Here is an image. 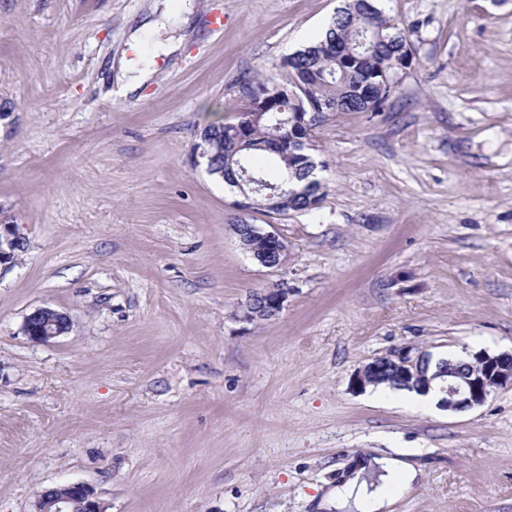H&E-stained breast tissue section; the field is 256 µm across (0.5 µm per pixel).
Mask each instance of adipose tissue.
<instances>
[{
	"instance_id": "adipose-tissue-1",
	"label": "adipose tissue",
	"mask_w": 512,
	"mask_h": 512,
	"mask_svg": "<svg viewBox=\"0 0 512 512\" xmlns=\"http://www.w3.org/2000/svg\"><path fill=\"white\" fill-rule=\"evenodd\" d=\"M420 477V470L401 455L361 457L322 506L327 512H391L397 493L411 488Z\"/></svg>"
}]
</instances>
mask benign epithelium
Here are the masks:
<instances>
[{
	"mask_svg": "<svg viewBox=\"0 0 512 512\" xmlns=\"http://www.w3.org/2000/svg\"><path fill=\"white\" fill-rule=\"evenodd\" d=\"M314 121L313 115L299 112L286 119L284 124L291 125L289 135H302L310 130ZM251 224L237 225L242 245L248 248L252 257L265 267L277 268L286 258V245L274 233H266L263 239L266 247L254 249L248 246L253 236ZM23 248L18 237L0 234V265L13 261L15 252ZM288 296V289L275 284L252 295L242 311V319L248 322L266 320L274 317L283 308ZM68 315L55 308L43 306L26 316L23 331L34 343H47L64 334L70 329ZM483 367V373L475 375L469 372L466 364L460 363L454 368L441 371L445 375V384L440 388L439 406L450 412H462L485 403L491 392L504 385H512V353L502 352L474 354ZM432 356L426 351H413L409 347L378 356L359 368L352 377L354 388L362 390L367 387V376L388 371L399 377H416L424 375ZM36 512H106L103 503L94 491L81 481L70 482L46 489L38 497Z\"/></svg>",
	"mask_w": 512,
	"mask_h": 512,
	"instance_id": "1",
	"label": "benign epithelium"
}]
</instances>
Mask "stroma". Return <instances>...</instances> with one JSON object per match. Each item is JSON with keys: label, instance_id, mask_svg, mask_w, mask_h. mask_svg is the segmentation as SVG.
<instances>
[{"label": "stroma", "instance_id": "stroma-1", "mask_svg": "<svg viewBox=\"0 0 512 512\" xmlns=\"http://www.w3.org/2000/svg\"><path fill=\"white\" fill-rule=\"evenodd\" d=\"M0 0V512L89 484L106 512H319L364 455L422 471L394 512H512V386L413 408L352 387L389 350H512V0H378L414 56L384 111L312 132L319 208L248 214L287 255L243 249L238 195L201 130L235 120L240 77L277 75L344 0ZM220 16L223 28L211 20ZM153 64L112 96L113 63ZM281 283L274 317L243 321ZM65 312L48 344L28 314ZM253 230H256L252 224H238L236 233L238 234L242 245L252 254V257L265 267L277 268L283 264L286 258V245L284 241L274 233H264L262 236L266 241V247L263 249H254L249 247L248 242L253 236ZM252 238V245L263 247L264 241L258 235ZM287 296V288L280 284L253 294L245 304L241 318L248 322L272 318L283 308ZM70 326L66 313L43 306L26 316L23 331L32 342L47 343L66 334Z\"/></svg>", "mask_w": 512, "mask_h": 512}]
</instances>
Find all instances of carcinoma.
Here are the masks:
<instances>
[{
  "mask_svg": "<svg viewBox=\"0 0 512 512\" xmlns=\"http://www.w3.org/2000/svg\"><path fill=\"white\" fill-rule=\"evenodd\" d=\"M411 44L393 19L374 0H349L329 24L326 36L290 54L281 63L279 77L260 72L243 79L250 99L238 98V122L245 124L242 139L230 135L231 124H209L201 132L200 147L209 172L229 186L241 181V168L261 180V205L268 214L311 212L325 192L316 177V162L296 147L273 139L285 116L304 110L326 112H380L390 99L399 66L412 60ZM258 153L273 154L278 169L269 174L252 164Z\"/></svg>",
  "mask_w": 512,
  "mask_h": 512,
  "instance_id": "carcinoma-1",
  "label": "carcinoma"
}]
</instances>
